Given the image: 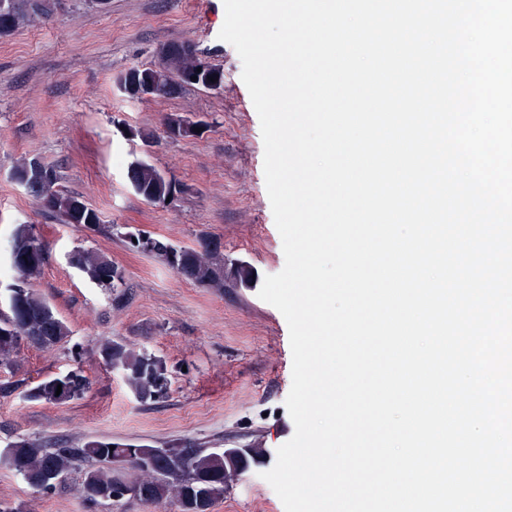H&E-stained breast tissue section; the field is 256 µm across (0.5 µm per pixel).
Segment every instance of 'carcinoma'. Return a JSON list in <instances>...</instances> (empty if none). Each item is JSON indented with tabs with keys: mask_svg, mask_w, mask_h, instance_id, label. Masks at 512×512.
Wrapping results in <instances>:
<instances>
[{
	"mask_svg": "<svg viewBox=\"0 0 512 512\" xmlns=\"http://www.w3.org/2000/svg\"><path fill=\"white\" fill-rule=\"evenodd\" d=\"M42 11L39 0L28 3L23 12L16 0H0V35H8L24 21ZM202 65L200 55L188 45L171 44L164 50L160 62L149 66H136L127 70L131 78L149 76L162 87L160 95L171 96L185 86L200 85L210 91L222 88L224 70L211 65L207 71H198ZM197 77L191 81V77ZM217 79L207 84L208 77ZM14 173L25 178L32 186L33 196L41 207L66 224H82L95 230L100 218L90 208L77 214L75 203L81 197L59 187L57 172L36 158L24 160L14 166ZM128 180L135 192L152 204L165 203L175 191L177 183L147 161H135L128 167ZM144 252L154 255L179 276L207 288H224L226 268L224 258L209 250L198 251L176 246L169 241L149 237ZM78 269L103 288L123 285L124 275L104 253L79 250L73 253ZM11 268L23 286L10 296L9 315L0 319V364L10 365L25 342L52 349L69 338L68 325L54 312L50 304L30 287L38 279L45 263L44 244L31 236L27 225H19L10 244ZM101 355L106 365L123 371L132 392L142 402H155L168 391V376L164 363L146 353H137L126 345L107 340ZM90 382L79 369L65 374L48 376L27 392L34 401L64 404L79 398ZM61 393H56L57 389ZM11 449V467L22 474L27 482L39 483L42 491L56 487L71 469L86 465L81 483V493L91 501L104 506L121 503V500L99 499L88 493L112 492L125 480L115 474L117 458L128 453L135 457L132 469L139 472L135 484L147 492L146 501L156 503L169 497L176 500L179 512H209L214 502L232 489L251 467L266 457L264 448H219L207 451L202 448H171L161 455L162 449L147 444L118 443L93 440L81 448H46L40 443L19 439L8 444Z\"/></svg>",
	"mask_w": 512,
	"mask_h": 512,
	"instance_id": "cac0c4a2",
	"label": "carcinoma"
}]
</instances>
